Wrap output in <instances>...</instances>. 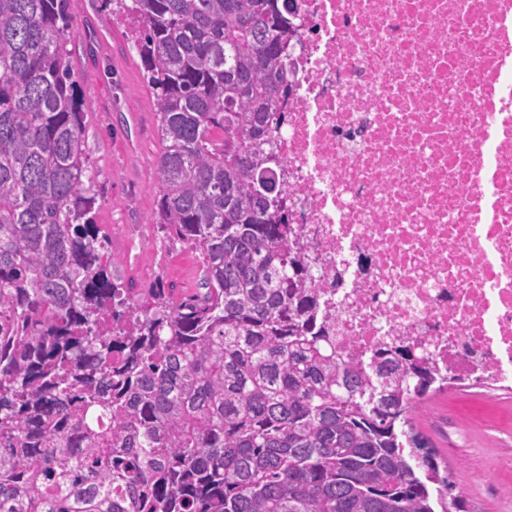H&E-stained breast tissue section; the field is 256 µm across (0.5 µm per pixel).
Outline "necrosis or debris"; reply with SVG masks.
<instances>
[{
	"label": "necrosis or debris",
	"mask_w": 512,
	"mask_h": 512,
	"mask_svg": "<svg viewBox=\"0 0 512 512\" xmlns=\"http://www.w3.org/2000/svg\"><path fill=\"white\" fill-rule=\"evenodd\" d=\"M293 5L275 140L320 322L512 379V0Z\"/></svg>",
	"instance_id": "4bbe7bcc"
}]
</instances>
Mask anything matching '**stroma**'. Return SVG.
Instances as JSON below:
<instances>
[{
    "instance_id": "35a3bbf8",
    "label": "stroma",
    "mask_w": 512,
    "mask_h": 512,
    "mask_svg": "<svg viewBox=\"0 0 512 512\" xmlns=\"http://www.w3.org/2000/svg\"><path fill=\"white\" fill-rule=\"evenodd\" d=\"M69 62L86 118L82 149L96 224L109 237L123 287L162 283L174 296L194 287L200 254L166 239L150 217L161 152L154 97L131 37L132 19L106 0H68ZM414 429L447 462L467 512H512V382H467L430 393L410 414Z\"/></svg>"
}]
</instances>
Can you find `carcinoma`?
<instances>
[{
  "mask_svg": "<svg viewBox=\"0 0 512 512\" xmlns=\"http://www.w3.org/2000/svg\"><path fill=\"white\" fill-rule=\"evenodd\" d=\"M114 2L157 108L151 223L197 287L114 280L67 0H0V512H462L409 423L447 377L344 358L264 184L293 0Z\"/></svg>",
  "mask_w": 512,
  "mask_h": 512,
  "instance_id": "1",
  "label": "carcinoma"
}]
</instances>
